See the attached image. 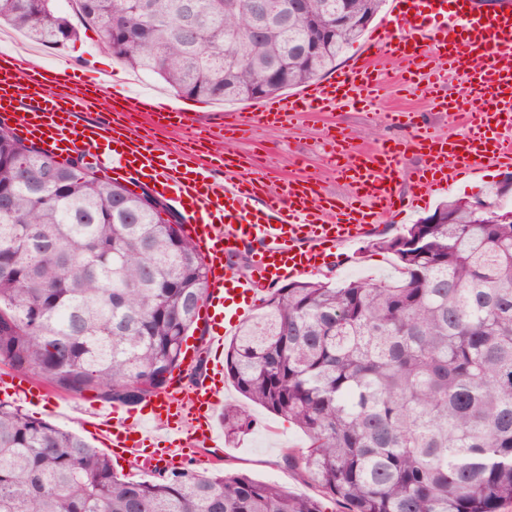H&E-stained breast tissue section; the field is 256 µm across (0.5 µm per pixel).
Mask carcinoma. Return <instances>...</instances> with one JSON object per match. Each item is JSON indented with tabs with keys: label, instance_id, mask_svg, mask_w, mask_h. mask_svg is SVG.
Here are the masks:
<instances>
[{
	"label": "carcinoma",
	"instance_id": "carcinoma-1",
	"mask_svg": "<svg viewBox=\"0 0 512 512\" xmlns=\"http://www.w3.org/2000/svg\"><path fill=\"white\" fill-rule=\"evenodd\" d=\"M103 48L189 98L236 103L320 79L385 0H69ZM58 0H0L33 43L76 36ZM349 7L333 40L314 45ZM485 206L438 205L376 246L397 282L295 280L230 340L225 372L307 436L283 466L296 495L243 473L134 479L79 434L0 402V512H509L512 508V175ZM156 208L80 156L59 163L0 128V364L49 388L137 406L181 369L208 266ZM224 433L247 432L236 406Z\"/></svg>",
	"mask_w": 512,
	"mask_h": 512
}]
</instances>
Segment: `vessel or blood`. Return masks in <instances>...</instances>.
Instances as JSON below:
<instances>
[{"label": "vessel or blood", "instance_id": "b4317fda", "mask_svg": "<svg viewBox=\"0 0 512 512\" xmlns=\"http://www.w3.org/2000/svg\"><path fill=\"white\" fill-rule=\"evenodd\" d=\"M439 24H430V17ZM24 51L0 64V125L11 127L57 162L91 153L98 168L113 178L144 181L176 203L183 212V232L197 245L209 266L207 300L200 310L210 348L223 345L248 312L260 282L277 283L319 268L336 252L360 242L407 206L447 190L458 175H480L485 163H512V10L490 19L474 14L471 0H391V8L366 47L334 76L305 85L293 95L256 101L240 114L241 127L282 124L304 112H321L337 103L371 105L384 79L432 94L442 111L461 112L466 131L439 137L419 131L410 140H385L369 153L354 152L347 139L334 140L328 158L355 194L343 201L310 178H291L266 188L262 178L229 175L211 181L216 157L205 138L188 122L178 102L153 104L143 94L119 88L131 109L146 112L153 133L126 132L113 120L87 118L92 91L73 63L19 75ZM459 77L456 99L437 81L438 69ZM184 131L178 160L160 154L155 131ZM415 149L420 166L406 171V149ZM408 182L410 196L398 190ZM248 255L251 275L239 271L235 259ZM224 364L211 357L210 371L183 395L180 383L147 398L141 422L131 425L124 406L101 404L91 418L104 448L138 453L145 469L172 463L176 456L201 457L217 447L214 416L222 403L220 376ZM38 389L0 376V397L32 400Z\"/></svg>", "mask_w": 512, "mask_h": 512}]
</instances>
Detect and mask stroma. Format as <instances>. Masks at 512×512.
Wrapping results in <instances>:
<instances>
[{
  "instance_id": "obj_1",
  "label": "stroma",
  "mask_w": 512,
  "mask_h": 512,
  "mask_svg": "<svg viewBox=\"0 0 512 512\" xmlns=\"http://www.w3.org/2000/svg\"><path fill=\"white\" fill-rule=\"evenodd\" d=\"M100 39L95 30L78 26L77 36L65 46L34 45L33 53L39 65L47 66L56 60L59 54H68L76 67L90 65L95 54L100 53ZM109 74L112 82L124 85L134 93H146L158 100L165 101L177 97L174 90L153 76L136 73L115 59H108ZM406 109L413 113L417 122L432 127L441 136L462 133L464 122L461 117H450L435 108L433 102L422 95L404 90H387L370 106L355 105L341 107L332 112H309L291 122L276 125H261L248 132H233L225 137H214L216 150L234 156L236 167L262 174L269 187L280 185L284 178L291 175H309L314 177L325 191L339 198L350 194L349 187L327 162L329 145L326 138L328 128H336L347 134L355 147L372 151L385 139L408 138L407 130L385 125L383 116L395 109ZM512 173L506 166H491L477 178L462 177L449 185L444 192L438 193L436 201L420 202L384 224L381 235L391 237L404 232L406 226L416 223L431 214L437 201L446 199L474 200L481 196L491 183L504 179ZM315 277H330L333 283L343 284L350 280L369 282L393 281L399 279L400 269L395 258L376 249L372 238H365L359 246V253L350 262L334 260L315 270ZM46 405L41 409H32L34 417L47 420L61 428L78 432L89 443H96L83 423L80 412L56 414L52 405L78 402L89 405L95 400L94 394L86 393L76 397L66 393L46 392ZM224 402L228 405L245 407L253 424L248 432L236 437H223L215 453L221 456L226 468L243 472L260 481L275 482L289 491L304 496L315 495L314 487L302 483L290 471L284 469L281 452L286 448H299L306 444L303 433L288 418L269 413L265 409L245 402L232 384L224 386Z\"/></svg>"
}]
</instances>
